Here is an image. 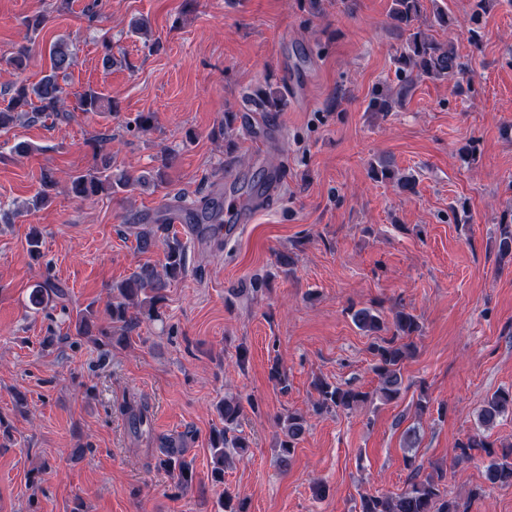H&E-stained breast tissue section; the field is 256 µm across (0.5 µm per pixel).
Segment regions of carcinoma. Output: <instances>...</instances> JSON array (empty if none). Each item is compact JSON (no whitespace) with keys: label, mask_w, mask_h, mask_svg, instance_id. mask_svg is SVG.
<instances>
[{"label":"carcinoma","mask_w":512,"mask_h":512,"mask_svg":"<svg viewBox=\"0 0 512 512\" xmlns=\"http://www.w3.org/2000/svg\"><path fill=\"white\" fill-rule=\"evenodd\" d=\"M433 9L427 11L424 0H392L389 11L391 25L401 38L398 82L375 87L370 98V108L387 114L404 108L412 95L416 83L428 78L470 77V64L459 55L451 40H439L432 34V28L448 30L453 24L447 10L432 0ZM51 67L49 74L35 84L20 79L4 90H0V130H6L17 120L33 121L42 117L68 115L69 98L67 76L74 62V51L65 39L57 40L50 49ZM245 104L263 112H277L282 100L265 89L257 88L244 96ZM74 109L86 113L113 111L112 96L89 87L76 95ZM93 168L69 176L68 192L76 198H91L99 194H116L132 191L138 185L158 183V175L147 172L135 176L127 171L112 167V157L100 151L95 152ZM376 178L393 183L401 191L415 192L417 178L414 174H402L392 164L382 161L380 168L373 170ZM57 185L53 172L43 171L40 189L29 205L34 209L48 202L49 190ZM235 193H242L253 200L264 195V186L259 182H247L232 187ZM224 208L211 199L185 214L186 223L221 224ZM166 235L163 261L156 266L151 263L140 265L125 281L112 289V299L105 308L106 320H101L96 311L88 307L77 310L76 314L66 313L74 322L76 335L93 336L100 346L121 345L128 333L143 323L162 319L165 291L174 282L183 278L187 271L186 249L177 233L171 232L169 224L161 223L136 233L137 249L147 252L154 246L156 235ZM498 258L505 262L512 259V217L500 226L496 241ZM64 295L63 288L47 277L37 283L29 296L31 309L44 310L50 295ZM353 324L361 331L376 337L370 345L373 356V370L379 380L380 398L391 402L399 398L402 386V366L415 352L413 337L420 330L418 318L408 312L398 311L392 319L384 318L372 306L349 308ZM318 398L313 401L311 411L321 415L333 410L352 411L371 399L368 392L359 391L349 385H332L326 382L315 384ZM128 426L141 437L150 434L149 406L137 400H126L121 405ZM224 427L212 430L210 447L213 455L211 475L214 481L224 482V466L234 463L236 457L246 454L248 440L236 434L243 415L240 398L224 397L219 406ZM512 417V389L494 392L476 412L478 427L488 429L504 417ZM276 426L283 439L279 443V463L288 468L296 444L303 438L308 427V415L297 411L277 417ZM186 440L166 439L162 441L159 464L167 469L183 489L192 486L194 472L186 461ZM457 461L471 458L472 452L482 450L488 464L486 480L500 488L512 487V443L494 449V444L484 436L474 434L457 443ZM443 475L430 474L413 480L399 494L391 496H368L362 498L361 512H467L455 499L448 497L442 487Z\"/></svg>","instance_id":"1"}]
</instances>
